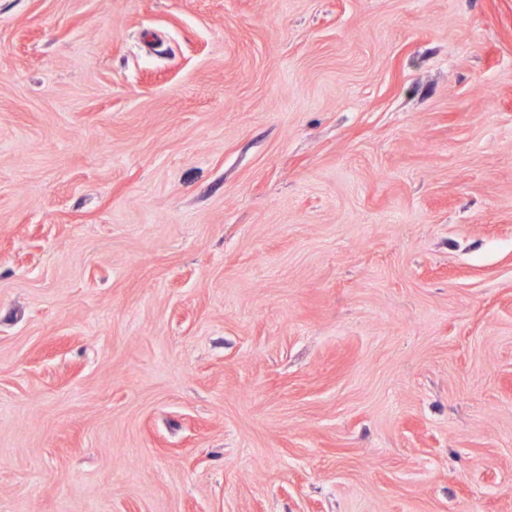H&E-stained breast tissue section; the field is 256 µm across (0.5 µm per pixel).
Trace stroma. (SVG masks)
<instances>
[{
	"label": "stroma",
	"instance_id": "obj_1",
	"mask_svg": "<svg viewBox=\"0 0 512 512\" xmlns=\"http://www.w3.org/2000/svg\"><path fill=\"white\" fill-rule=\"evenodd\" d=\"M0 512H512V0H0Z\"/></svg>",
	"mask_w": 512,
	"mask_h": 512
}]
</instances>
